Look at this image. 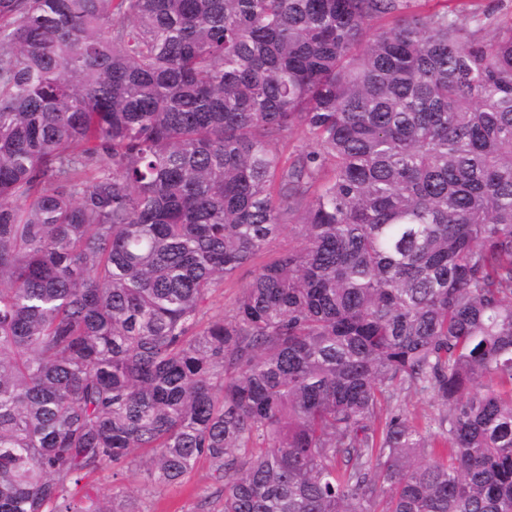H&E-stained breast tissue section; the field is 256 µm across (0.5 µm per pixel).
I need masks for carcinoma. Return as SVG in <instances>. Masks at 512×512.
Listing matches in <instances>:
<instances>
[{"label":"carcinoma","mask_w":512,"mask_h":512,"mask_svg":"<svg viewBox=\"0 0 512 512\" xmlns=\"http://www.w3.org/2000/svg\"><path fill=\"white\" fill-rule=\"evenodd\" d=\"M416 2L0 0V512H512V27ZM284 150L288 156L309 151L313 147V139L308 129L304 126H295L288 131L284 141ZM300 243L299 237L287 227L281 235L269 242L261 256L256 259L255 265L243 267L232 279L224 282V288H219L213 293L205 310L207 312L203 317V322L232 309L242 288L252 279L259 264L274 258L282 250L299 247ZM398 404H400L409 417H418L421 421L424 420V416L429 417L432 413L436 412V407L433 406L428 398L414 393L402 394ZM216 489L208 465L200 463L183 484L162 489L145 501L143 509L149 512H203L202 500ZM82 484L85 485L82 493L87 491L94 495L98 494L112 497L113 490H120L136 498L140 495L141 479L138 475H132L131 473L113 479L112 470L106 469L91 474Z\"/></svg>","instance_id":"obj_1"}]
</instances>
